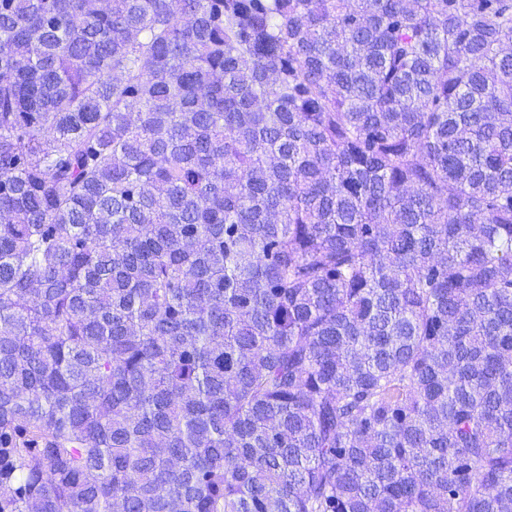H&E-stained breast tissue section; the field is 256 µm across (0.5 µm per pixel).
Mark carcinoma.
I'll use <instances>...</instances> for the list:
<instances>
[{
  "label": "carcinoma",
  "mask_w": 512,
  "mask_h": 512,
  "mask_svg": "<svg viewBox=\"0 0 512 512\" xmlns=\"http://www.w3.org/2000/svg\"><path fill=\"white\" fill-rule=\"evenodd\" d=\"M512 512V0H0V512Z\"/></svg>",
  "instance_id": "cac0c4a2"
}]
</instances>
